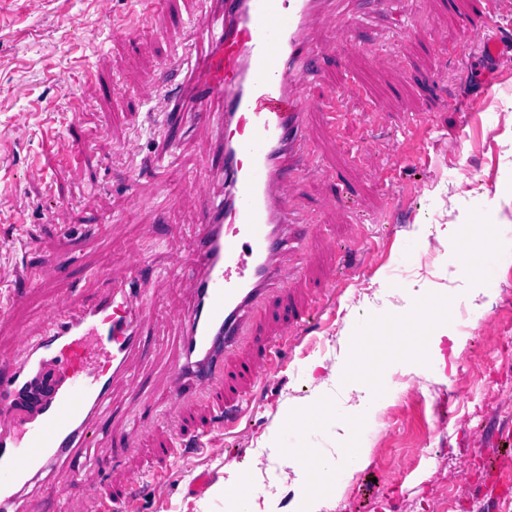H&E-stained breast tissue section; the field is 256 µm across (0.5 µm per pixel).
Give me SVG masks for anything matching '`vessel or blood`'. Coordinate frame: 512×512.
<instances>
[{"label":"vessel or blood","instance_id":"vessel-or-blood-1","mask_svg":"<svg viewBox=\"0 0 512 512\" xmlns=\"http://www.w3.org/2000/svg\"><path fill=\"white\" fill-rule=\"evenodd\" d=\"M211 2L200 0L181 25L186 40L203 45L188 62L181 91L167 92L165 104L212 140L208 172L184 183L200 205L194 251L182 250L176 229L166 232L170 267L189 271V304L165 312L179 335L161 426L110 436L130 455L151 440L175 457L223 447L225 434L280 371L281 343L303 342L304 315L266 320L271 304L309 302L301 283L313 270L290 254L291 243L309 236L296 220L292 188L320 171L313 115L329 138L337 120L353 117L335 95L309 91L326 49L356 51L351 24L336 21L334 0H221L217 12ZM166 73L162 66L141 79V101L165 90ZM147 262L134 251L105 262L93 300L70 284L44 297L38 336L12 329L9 365L0 366V512L17 507L51 466L78 470L84 449L99 442L101 409L114 383L139 394L129 374L150 315L139 281ZM25 276L23 266L0 264V316L23 302L18 285ZM144 479L140 465L127 466L117 478L120 495L68 500L62 512H137Z\"/></svg>","mask_w":512,"mask_h":512}]
</instances>
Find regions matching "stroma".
<instances>
[{
	"label": "stroma",
	"instance_id": "obj_1",
	"mask_svg": "<svg viewBox=\"0 0 512 512\" xmlns=\"http://www.w3.org/2000/svg\"><path fill=\"white\" fill-rule=\"evenodd\" d=\"M344 2L358 50L328 55L320 91L347 93L364 113L340 126L335 144L320 150L348 195L326 210L328 183L315 179L299 197L318 217L311 262L329 269L336 304L295 348L293 365L268 383L262 405L244 418L248 442L231 435L226 441L243 447L244 465L259 466L286 490L324 498L322 512H437L446 499L476 501L474 476L497 448L512 444V262L501 265L495 286L487 287L469 236L470 221L485 207L498 223L512 225V111L506 109L512 72L494 70L477 54L488 34L512 47V10L475 28L463 18L468 0ZM111 8L105 18L93 0H0V262L23 264L42 276V251L60 233L48 213L61 205L73 235L64 275L85 297L101 286L95 271L104 258L121 259L132 246L146 252L156 314L143 329L146 356L136 363L142 392L133 396L116 386L105 419L149 428L160 422L164 380L176 354L178 330L161 312L184 298L181 276L167 270L162 234L175 227L183 245L191 246L198 204L186 197L183 184L204 166L211 138L204 130L182 135L178 122L136 93L139 80L164 63L184 74L185 62H173L169 40L155 30L190 18L196 0H163L158 8L149 0H112ZM134 13L143 25L133 42L112 43V24ZM73 16L82 18V27L69 26ZM407 19L417 24L409 36L400 30ZM443 31L448 45L442 52L437 36ZM390 50L399 54L400 68H378L376 57ZM489 82L494 89L488 93ZM418 126L428 129L421 144L411 139ZM134 133L143 153L118 154L117 143ZM34 164L43 168L44 181L30 179ZM387 183L401 197L393 217L379 223L377 213L388 206ZM19 192L30 199L29 208H14ZM89 193L97 201L93 213L81 204ZM22 235L34 240L35 251H13ZM411 238L422 246L402 256ZM354 240L367 251L360 265L349 252ZM387 268L394 280L376 289L372 279ZM422 293L438 321L456 324L462 303L472 311L460 352L447 340L433 344L427 323L405 321ZM370 313L386 317L387 327L369 332L362 345L344 336V329L364 326ZM344 365L352 377L333 384ZM382 386L392 394L378 410L384 426L364 434L346 427L347 418L369 419L361 400ZM314 397L322 414L296 442L297 461L286 463L270 433L290 424L276 412ZM329 448L345 475L332 496L306 465ZM86 456L80 472L53 471L50 487L29 493L20 512H55L59 498L111 483L113 470L124 463L106 440ZM205 469L220 481L236 480L223 458L177 460L168 467L164 504L146 499L140 512H225L223 502L189 491Z\"/></svg>",
	"mask_w": 512,
	"mask_h": 512
}]
</instances>
